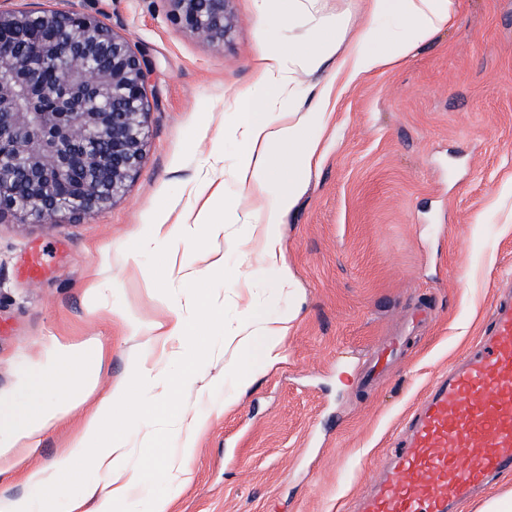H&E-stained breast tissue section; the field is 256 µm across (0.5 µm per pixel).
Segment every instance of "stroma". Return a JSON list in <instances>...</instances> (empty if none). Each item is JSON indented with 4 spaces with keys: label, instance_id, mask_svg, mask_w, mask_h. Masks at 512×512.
<instances>
[{
    "label": "stroma",
    "instance_id": "35a3bbf8",
    "mask_svg": "<svg viewBox=\"0 0 512 512\" xmlns=\"http://www.w3.org/2000/svg\"><path fill=\"white\" fill-rule=\"evenodd\" d=\"M104 15L152 70L144 157L125 191L106 207L56 224L0 218V403L21 407L56 342L101 340L108 355L98 395L129 373L137 337L129 325L179 313L198 295L219 294L195 353L201 374L177 391L182 362L153 356L157 409L117 414L134 469L180 447L165 412L208 423L181 485H137L131 512L166 493L170 512H346L371 492L377 466L425 389L480 337L495 297L512 279V0H453V19L401 62L371 73L341 96L325 132L327 151L280 229L293 280L248 259L246 225L225 211L222 238L201 234L178 257L224 269L193 279L166 274L165 250L138 237L189 190L212 151L225 202L241 200L233 169L241 144L225 129L239 90L258 82L260 32L309 40L323 18L365 19L366 0H232L224 41L196 40L167 0H68ZM247 274L252 291L237 298ZM292 315L282 359L238 393L224 371V328L244 312ZM403 343L388 366L375 351ZM234 399L225 408V399ZM87 401L47 427L35 450L0 459V494L37 499L19 467L52 464L85 416Z\"/></svg>",
    "mask_w": 512,
    "mask_h": 512
}]
</instances>
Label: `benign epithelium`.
Listing matches in <instances>:
<instances>
[{
  "label": "benign epithelium",
  "instance_id": "1",
  "mask_svg": "<svg viewBox=\"0 0 512 512\" xmlns=\"http://www.w3.org/2000/svg\"><path fill=\"white\" fill-rule=\"evenodd\" d=\"M181 27L202 42L230 33L232 0H168ZM67 94L48 95L42 74ZM149 67L98 15L66 9L0 8V217L58 222L118 197L138 171L152 105ZM83 174L79 190L70 186Z\"/></svg>",
  "mask_w": 512,
  "mask_h": 512
}]
</instances>
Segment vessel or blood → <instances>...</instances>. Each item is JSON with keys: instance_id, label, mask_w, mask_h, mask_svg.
I'll return each instance as SVG.
<instances>
[{"instance_id": "vessel-or-blood-1", "label": "vessel or blood", "mask_w": 512, "mask_h": 512, "mask_svg": "<svg viewBox=\"0 0 512 512\" xmlns=\"http://www.w3.org/2000/svg\"><path fill=\"white\" fill-rule=\"evenodd\" d=\"M512 470V298L485 336L427 390L374 493L353 512H454Z\"/></svg>"}]
</instances>
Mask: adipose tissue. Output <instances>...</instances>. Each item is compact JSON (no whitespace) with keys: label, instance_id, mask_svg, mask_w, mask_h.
I'll list each match as a JSON object with an SVG mask.
<instances>
[{"label":"adipose tissue","instance_id":"1","mask_svg":"<svg viewBox=\"0 0 512 512\" xmlns=\"http://www.w3.org/2000/svg\"><path fill=\"white\" fill-rule=\"evenodd\" d=\"M400 17L410 32L409 40L392 43L383 54L367 51V44L379 33L378 21L385 16ZM453 17L452 0H370L366 21L350 41L336 36L348 23L343 18L331 21L332 31L312 42L290 41L287 48L263 47L256 58L258 89L239 92V113L229 129L240 139V153L234 177L244 198L253 207L243 219L256 239L260 259L277 267L281 285H289L292 274L284 260L279 226L295 208L300 191L311 168L324 152L321 130L326 129L342 92L363 75L381 69L405 57L413 45L431 40ZM328 71V78L317 86L312 102L294 100L300 74ZM215 166L201 170L193 189L196 207L185 214L177 205L164 207L142 242L147 246L169 243L173 238L189 241L200 231L220 235L224 230L214 204L224 194V184L215 176ZM289 319H243L226 337L233 356L230 369L240 390H248L257 379V365L271 366L280 361ZM178 340L184 349L197 346L198 337L189 319L177 314L154 322L146 341L136 354L128 379L116 383L84 420L68 453L52 469L27 471L24 483L40 488L38 503L0 496V512H124L130 491L138 481L129 467V450L123 436L107 435L105 424L113 412L133 399L131 382H138L145 392L156 379L151 357L169 341ZM103 361L101 344L82 347L56 346L41 366L40 398L27 411L0 405V457L13 448L33 447L43 430L63 419L82 404L97 386L95 368ZM143 410H151L152 400L137 399ZM183 433L181 447L161 460L160 470L173 479L186 473L198 438L207 423L180 418L174 423ZM90 463L94 477L81 476L83 463ZM104 481H97V474ZM78 481L77 494L63 498L61 486Z\"/></svg>","mask_w":512,"mask_h":512}]
</instances>
